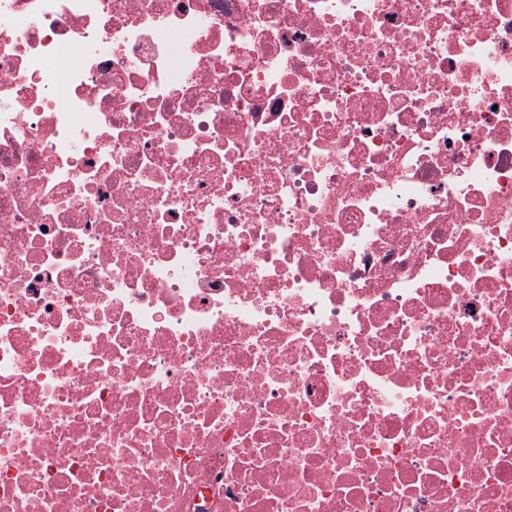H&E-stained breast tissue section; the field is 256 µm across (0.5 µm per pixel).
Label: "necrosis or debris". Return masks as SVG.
<instances>
[{
  "mask_svg": "<svg viewBox=\"0 0 512 512\" xmlns=\"http://www.w3.org/2000/svg\"><path fill=\"white\" fill-rule=\"evenodd\" d=\"M0 512H512V0H0Z\"/></svg>",
  "mask_w": 512,
  "mask_h": 512,
  "instance_id": "1",
  "label": "necrosis or debris"
}]
</instances>
